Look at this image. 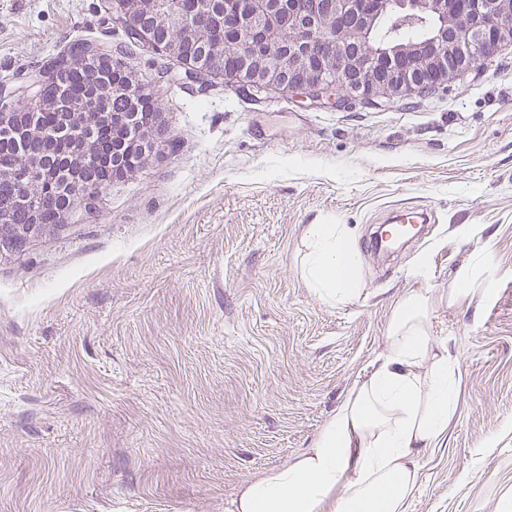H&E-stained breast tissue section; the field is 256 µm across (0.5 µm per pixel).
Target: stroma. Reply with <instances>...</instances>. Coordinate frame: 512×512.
I'll use <instances>...</instances> for the list:
<instances>
[{
	"label": "stroma",
	"mask_w": 512,
	"mask_h": 512,
	"mask_svg": "<svg viewBox=\"0 0 512 512\" xmlns=\"http://www.w3.org/2000/svg\"><path fill=\"white\" fill-rule=\"evenodd\" d=\"M80 39L154 80L165 138L97 217L0 255V512H227L311 447L415 288L459 394L406 512H512V44L432 93L328 110L199 90L103 0H0V79ZM413 208L434 222L385 270L370 234ZM330 222L361 254L347 304L300 269Z\"/></svg>",
	"instance_id": "obj_1"
}]
</instances>
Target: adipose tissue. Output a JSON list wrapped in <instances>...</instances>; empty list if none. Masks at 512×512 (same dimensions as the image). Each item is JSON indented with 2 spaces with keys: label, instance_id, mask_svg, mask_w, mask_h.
Returning a JSON list of instances; mask_svg holds the SVG:
<instances>
[{
  "label": "adipose tissue",
  "instance_id": "adipose-tissue-1",
  "mask_svg": "<svg viewBox=\"0 0 512 512\" xmlns=\"http://www.w3.org/2000/svg\"><path fill=\"white\" fill-rule=\"evenodd\" d=\"M302 259L329 303L359 296L361 257L346 225L313 224ZM431 295L412 290L394 309L386 350L329 417L311 448L243 483L231 512H405L417 462L447 431L456 364L430 335Z\"/></svg>",
  "mask_w": 512,
  "mask_h": 512
}]
</instances>
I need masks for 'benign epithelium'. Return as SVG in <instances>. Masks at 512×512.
<instances>
[{
  "label": "benign epithelium",
  "mask_w": 512,
  "mask_h": 512,
  "mask_svg": "<svg viewBox=\"0 0 512 512\" xmlns=\"http://www.w3.org/2000/svg\"><path fill=\"white\" fill-rule=\"evenodd\" d=\"M112 21L147 48L178 58L190 74L200 80L216 70L224 56L223 44H212L198 56L183 53V45L172 42L167 32L181 28L188 40L212 26L224 27L242 42L243 48L224 80L240 91L261 93L269 88L288 91L311 105L336 109L350 100L375 102L413 93L431 91L448 83L455 74L470 70L490 59L497 48L512 42V0H236L233 10L224 0H204L193 18L159 9L158 0H104ZM424 25L418 40L398 43L378 40L375 33L388 21ZM299 38L288 40V32ZM115 67L110 54L88 43H78L59 54L44 68L28 76L38 89L35 109L0 112V130L19 136H0V149L16 147L50 135L62 144L57 163L45 172L39 156H28V167L0 175L27 183L44 175L60 192L69 194L65 213L88 217L96 212L98 195L80 198L70 190L81 183V167L70 157L73 145L93 136L82 105L66 96V78L74 69L89 72L96 92L121 96L129 111L112 113V127L120 131L112 145L109 179L132 173L150 152L161 134L160 113L147 122L139 112L141 103L154 99L146 85L136 81L107 82ZM63 112L61 125L52 133L37 124L43 112ZM47 203L20 193L12 209H0V253L26 246L51 226L41 220ZM14 210L27 213L28 220L15 223Z\"/></svg>",
  "instance_id": "7a95c632"
}]
</instances>
